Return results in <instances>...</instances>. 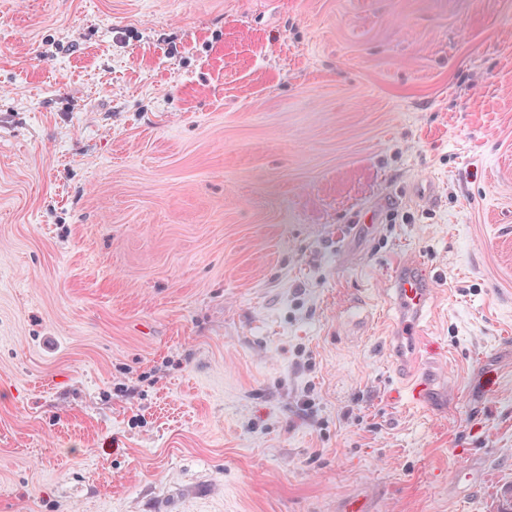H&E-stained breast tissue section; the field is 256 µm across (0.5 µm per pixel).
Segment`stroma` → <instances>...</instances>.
I'll list each match as a JSON object with an SVG mask.
<instances>
[{"label":"stroma","instance_id":"obj_1","mask_svg":"<svg viewBox=\"0 0 512 512\" xmlns=\"http://www.w3.org/2000/svg\"><path fill=\"white\" fill-rule=\"evenodd\" d=\"M510 493L512 0H0V512ZM391 290L401 318L398 335L410 337L435 291L433 281L426 278L420 261L409 258L391 282Z\"/></svg>","mask_w":512,"mask_h":512}]
</instances>
